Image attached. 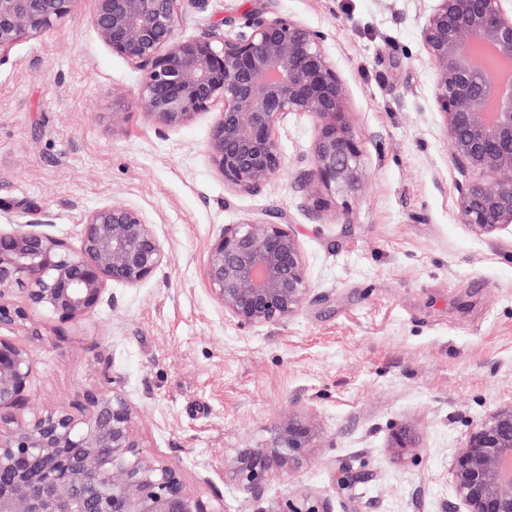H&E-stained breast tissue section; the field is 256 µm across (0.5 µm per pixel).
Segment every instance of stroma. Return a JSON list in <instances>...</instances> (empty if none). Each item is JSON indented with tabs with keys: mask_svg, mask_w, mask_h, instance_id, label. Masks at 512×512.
I'll return each instance as SVG.
<instances>
[{
	"mask_svg": "<svg viewBox=\"0 0 512 512\" xmlns=\"http://www.w3.org/2000/svg\"><path fill=\"white\" fill-rule=\"evenodd\" d=\"M93 0L0 66V229L47 210L70 246L86 213L140 208L169 260L115 302L62 322L39 312L32 416L72 403L113 376L137 413L142 443L172 463L218 512H264L309 494L330 512H449L450 466L467 432L512 404V231L459 221V182L432 96L421 27L433 0H209L184 7L185 34L250 10L325 32L364 135L369 180L313 220L297 181L314 128H278L286 165L260 193L225 187L205 153L215 112L159 134L138 105L141 73L89 23ZM292 224L311 293L279 325L242 329L203 277L224 225ZM295 412L316 425L307 462L272 477L262 499L237 485V449L265 442ZM420 436L395 457L392 431ZM367 481L338 491L341 462Z\"/></svg>",
	"mask_w": 512,
	"mask_h": 512,
	"instance_id": "stroma-1",
	"label": "stroma"
}]
</instances>
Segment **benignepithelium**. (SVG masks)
<instances>
[{
    "mask_svg": "<svg viewBox=\"0 0 512 512\" xmlns=\"http://www.w3.org/2000/svg\"><path fill=\"white\" fill-rule=\"evenodd\" d=\"M512 0H434L421 28L433 64V99L459 185V220L480 234L512 229V80L494 81L492 47L512 59ZM90 24L115 55L142 72L137 102L158 133L219 108L206 144L224 185L258 193L285 165L276 132L290 115L314 125L311 173L304 192L314 218L334 194L356 196L368 170L362 137L348 118L349 87L325 48L326 36L302 22L249 11L197 34L181 35L184 0H94ZM80 0H0V65L13 47L52 29ZM53 224L47 211L0 230V330L41 336L32 313L61 321L93 314L111 285L137 286L168 262L147 216L122 202L90 210L78 247L34 229ZM211 298L240 328L282 324L299 312L310 281L290 224L244 219L226 224L204 268ZM25 288L21 301L15 288ZM28 348L0 337V512H218L189 489L181 473L149 452L121 391L92 386L67 407L25 419L32 400ZM316 430L290 414L271 439L239 450L232 472L241 489L262 497L268 479L309 458ZM394 456L419 449L402 425ZM339 485L365 473L343 462ZM453 512H512V404L467 434L452 459ZM263 512H328L307 496Z\"/></svg>",
    "mask_w": 512,
    "mask_h": 512,
    "instance_id": "obj_1",
    "label": "benign epithelium"
}]
</instances>
